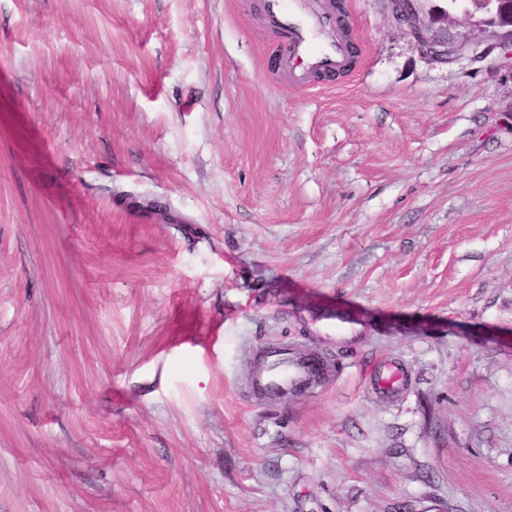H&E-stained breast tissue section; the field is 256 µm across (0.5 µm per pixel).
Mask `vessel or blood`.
<instances>
[{"instance_id":"1","label":"vessel or blood","mask_w":512,"mask_h":512,"mask_svg":"<svg viewBox=\"0 0 512 512\" xmlns=\"http://www.w3.org/2000/svg\"><path fill=\"white\" fill-rule=\"evenodd\" d=\"M266 13L285 44L280 62L300 83L345 69L349 48L335 11L310 10L308 0H265ZM324 368L312 354L278 345L254 357L251 391L272 399L309 388Z\"/></svg>"}]
</instances>
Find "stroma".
<instances>
[{
  "mask_svg": "<svg viewBox=\"0 0 512 512\" xmlns=\"http://www.w3.org/2000/svg\"><path fill=\"white\" fill-rule=\"evenodd\" d=\"M352 2L304 89L259 0H0V512H512V71ZM317 321L321 323L329 335H335L340 330L351 332V328L355 325L354 320L349 315L334 311H324L317 317ZM325 370L312 353L278 345L255 355L251 391L266 399L286 396L309 388Z\"/></svg>",
  "mask_w": 512,
  "mask_h": 512,
  "instance_id": "35a3bbf8",
  "label": "stroma"
}]
</instances>
